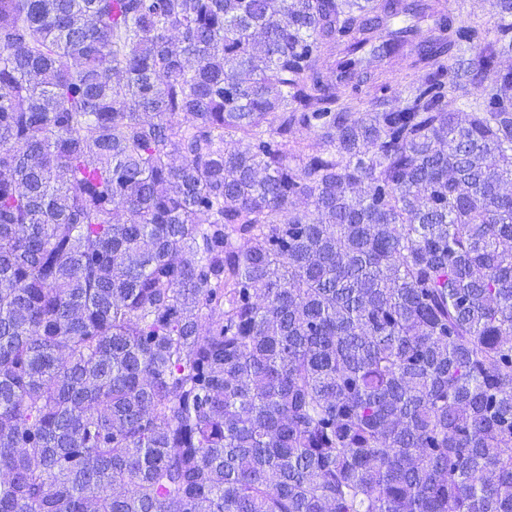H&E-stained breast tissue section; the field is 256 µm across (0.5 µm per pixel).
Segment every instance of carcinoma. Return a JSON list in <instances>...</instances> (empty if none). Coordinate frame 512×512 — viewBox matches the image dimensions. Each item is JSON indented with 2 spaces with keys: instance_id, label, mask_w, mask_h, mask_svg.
<instances>
[{
  "instance_id": "cac0c4a2",
  "label": "carcinoma",
  "mask_w": 512,
  "mask_h": 512,
  "mask_svg": "<svg viewBox=\"0 0 512 512\" xmlns=\"http://www.w3.org/2000/svg\"><path fill=\"white\" fill-rule=\"evenodd\" d=\"M493 8L0 0V512H512ZM456 1L455 18L479 16L487 22L490 38L495 35V17L492 12L493 0H453Z\"/></svg>"
}]
</instances>
